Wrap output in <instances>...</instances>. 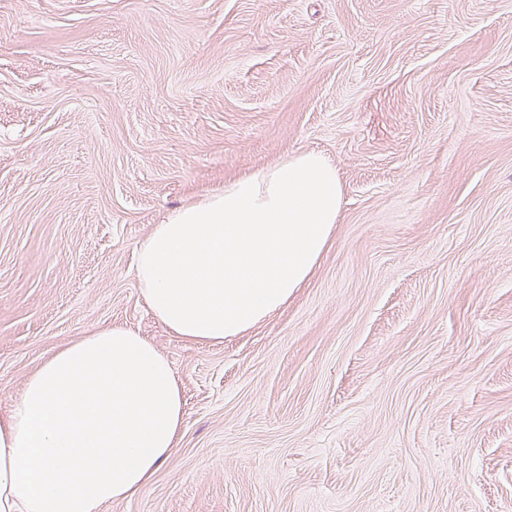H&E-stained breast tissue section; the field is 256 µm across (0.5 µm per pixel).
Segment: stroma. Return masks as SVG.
<instances>
[{"instance_id": "35a3bbf8", "label": "stroma", "mask_w": 512, "mask_h": 512, "mask_svg": "<svg viewBox=\"0 0 512 512\" xmlns=\"http://www.w3.org/2000/svg\"><path fill=\"white\" fill-rule=\"evenodd\" d=\"M303 152L343 189L309 283L171 335L154 224ZM107 323L185 414L103 512H512V0H0V411Z\"/></svg>"}]
</instances>
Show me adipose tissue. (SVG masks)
<instances>
[{
  "mask_svg": "<svg viewBox=\"0 0 512 512\" xmlns=\"http://www.w3.org/2000/svg\"><path fill=\"white\" fill-rule=\"evenodd\" d=\"M342 197L335 166L304 152L168 213L137 250L144 302L192 343L246 333L314 274ZM183 406L169 360L129 326L57 349L0 413V512L133 498L176 448Z\"/></svg>",
  "mask_w": 512,
  "mask_h": 512,
  "instance_id": "1",
  "label": "adipose tissue"
}]
</instances>
